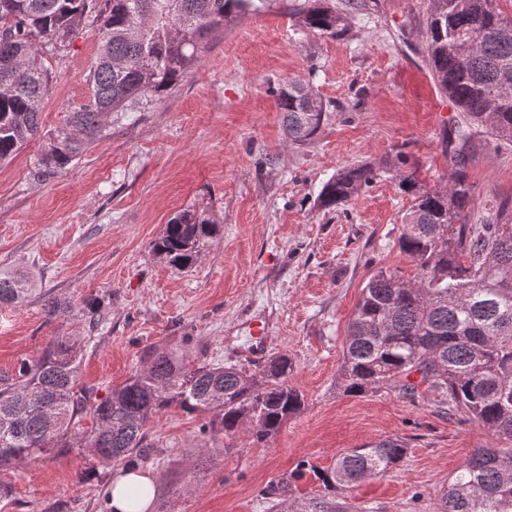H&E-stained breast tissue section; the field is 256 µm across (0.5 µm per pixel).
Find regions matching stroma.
<instances>
[{"instance_id":"obj_1","label":"stroma","mask_w":512,"mask_h":512,"mask_svg":"<svg viewBox=\"0 0 512 512\" xmlns=\"http://www.w3.org/2000/svg\"><path fill=\"white\" fill-rule=\"evenodd\" d=\"M227 21L200 64L132 121L107 123L69 168L42 158L90 95L93 31L45 53L51 74L42 134L0 163V273L34 292L0 305V374H17L56 336H80L82 381L99 396L143 368L154 347L186 348L192 364H248L286 352L289 383L305 400L264 443L226 444L202 432L210 416L173 406L148 424L139 462L161 512H269L264 490L299 463L284 496L322 494L321 474L349 448L397 438L403 461L363 482L355 502L374 512H436L439 492L476 448L499 442L429 399L391 390L346 395L339 384L348 322L380 267L413 277L398 250L412 205L387 164L407 155L428 186L445 183L464 151L474 195L466 220L482 223L512 202V146L487 136L460 143V114L434 84L422 39L429 0H330L346 19L338 39L300 31L288 6ZM311 86L326 117L311 143L289 144L278 107L288 82ZM377 177L337 208L318 205L345 167ZM218 230L185 268L153 249L185 211ZM100 303L97 328L67 314L48 319L46 298ZM109 469L78 448L0 470V512H104Z\"/></svg>"}]
</instances>
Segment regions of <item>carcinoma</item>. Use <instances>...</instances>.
<instances>
[{
  "instance_id": "carcinoma-1",
  "label": "carcinoma",
  "mask_w": 512,
  "mask_h": 512,
  "mask_svg": "<svg viewBox=\"0 0 512 512\" xmlns=\"http://www.w3.org/2000/svg\"><path fill=\"white\" fill-rule=\"evenodd\" d=\"M265 0H0V162L41 135L50 75L41 48L70 47L93 19L99 52L90 71L87 103L42 159L66 170L94 142L108 117L140 112L197 66L211 34L232 15L258 11ZM496 0H430L424 45L437 88L468 128H483L497 145L512 144V29ZM299 26L330 38L344 35V18L324 0H304ZM288 140L312 141L326 107L313 90L290 82L279 91ZM397 157L395 178L411 192L398 238L417 273H373L348 324L340 384L360 396L382 388L412 398L418 389L446 413L512 442V209L501 207L481 224L466 223L473 195L460 162L437 188ZM375 179L368 165L345 168L322 188L324 209L346 203ZM215 222L187 211L166 225L154 250L190 265ZM31 292L20 277H0V303L18 304ZM51 318L67 312L99 321L98 305L62 306L46 299ZM79 339L58 336L16 375H0V469L55 448H86L99 463L133 471L148 447L146 425L173 404L211 412L207 432L263 443L304 408L288 384V355H271L257 373L239 366H188L187 354L156 348L146 368L99 399L80 381ZM90 413L95 429L80 428ZM406 455L398 439L369 442L339 454L321 475L328 494L291 500L288 512H373L348 492L395 468ZM437 512H512V448H477L438 496Z\"/></svg>"
}]
</instances>
